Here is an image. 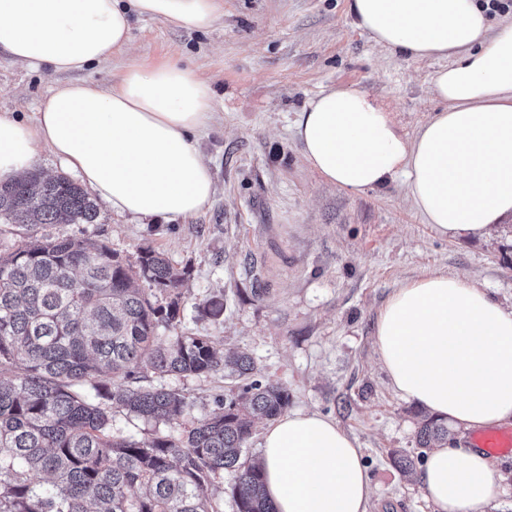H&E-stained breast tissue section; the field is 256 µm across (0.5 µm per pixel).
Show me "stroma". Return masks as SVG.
<instances>
[{"label": "stroma", "mask_w": 512, "mask_h": 512, "mask_svg": "<svg viewBox=\"0 0 512 512\" xmlns=\"http://www.w3.org/2000/svg\"><path fill=\"white\" fill-rule=\"evenodd\" d=\"M350 0H224L205 31L133 19L140 60L175 59L215 90V115L198 147L216 194L199 215L165 220L119 215L99 205L93 224H54L52 235L92 238L127 257L142 246L190 267L181 331L212 337L225 354L250 353L260 379L287 388L289 412L336 421L363 450L373 486L368 512H432L417 473L390 460L416 453L426 413L392 386L374 328L395 288L431 272L469 274L497 300L512 301V220L481 237L442 238L406 199L402 179L363 194L327 183L305 162L292 125L322 88L357 84L414 134L442 102L430 91L441 59L409 60L373 43ZM125 56L47 77L0 58V113L32 117L57 83L105 87ZM224 314L202 312L214 293ZM185 393L190 419L234 389L223 375L167 376Z\"/></svg>", "instance_id": "1"}]
</instances>
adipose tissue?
<instances>
[{
	"label": "adipose tissue",
	"mask_w": 512,
	"mask_h": 512,
	"mask_svg": "<svg viewBox=\"0 0 512 512\" xmlns=\"http://www.w3.org/2000/svg\"><path fill=\"white\" fill-rule=\"evenodd\" d=\"M376 44L412 60L445 58L431 91L445 107L414 135L354 84L323 89L298 112L310 168L355 194L403 177L423 223L444 238L482 235L512 217V23L492 29L476 0H351ZM224 0H0V54L74 72L126 54L131 20L212 27ZM211 83L177 61L128 57L109 86H54L31 120L0 114V183L48 152L112 211L195 215L215 195L194 140L213 116ZM393 387L466 430L512 422V304L466 276L433 272L396 288L375 324ZM260 467L276 512H367L363 454L335 422L285 414L264 430ZM436 512H485L498 493L484 451L434 448L419 476Z\"/></svg>",
	"instance_id": "ef3b65f1"
}]
</instances>
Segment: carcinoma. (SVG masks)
Listing matches in <instances>:
<instances>
[{
    "label": "carcinoma",
    "instance_id": "carcinoma-1",
    "mask_svg": "<svg viewBox=\"0 0 512 512\" xmlns=\"http://www.w3.org/2000/svg\"><path fill=\"white\" fill-rule=\"evenodd\" d=\"M89 194L64 174L32 172L0 184V224L31 230L93 224ZM177 269L151 246L130 262L103 242L28 235L0 253V512H222L212 493L233 476L236 512H274L261 468L243 460L255 421L288 408V389L256 379L245 352L224 359L209 336L179 331ZM204 313L224 315V298ZM171 335L162 337L160 332ZM229 370L238 391L178 435L190 413L183 393L143 384ZM152 426L138 439L114 428L116 414ZM448 439L431 415L419 447ZM402 472L425 452H393Z\"/></svg>",
    "mask_w": 512,
    "mask_h": 512
}]
</instances>
